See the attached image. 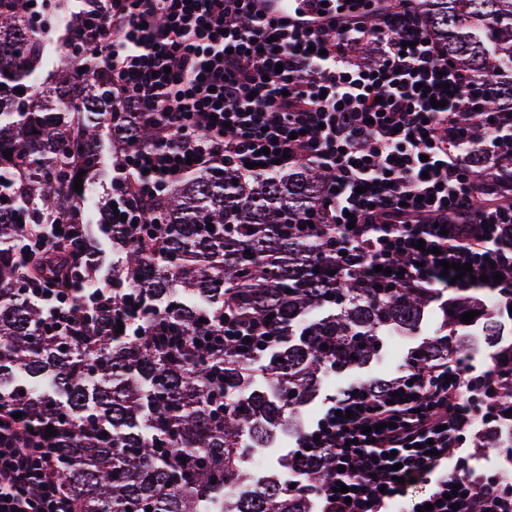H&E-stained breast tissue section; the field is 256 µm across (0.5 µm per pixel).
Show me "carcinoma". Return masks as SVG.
Segmentation results:
<instances>
[{
    "mask_svg": "<svg viewBox=\"0 0 512 512\" xmlns=\"http://www.w3.org/2000/svg\"><path fill=\"white\" fill-rule=\"evenodd\" d=\"M17 2L0 0V173L22 169L0 180V407L24 413L37 439L44 423L58 427V479L78 512H202L208 500L217 512H313L310 493L329 478L327 455L300 457L294 448L288 468L304 472L308 486L291 489L270 474L252 490L245 452L278 430L300 438L293 413L321 378L380 356L383 337L416 330L429 303L439 305V324L404 355L406 368L467 354L465 312L481 311L495 341L501 312L465 291L445 299L428 288H359L335 272L329 230L304 222L329 181L313 165L274 178L245 179L222 164L186 173L163 199L162 223H112L110 202L74 187L80 171L85 184L101 170L99 128L129 150L164 134L134 112L113 111L109 84L84 54L58 71L55 86L38 89L53 60L30 39ZM422 17L459 68L490 86L483 112L495 121L494 139L481 116L462 114L472 142L465 157L481 190L505 195L512 0H423ZM92 209L117 256L112 335L98 344L84 343L101 327L95 317L65 336L47 334L32 290L54 270L37 253L26 267L16 256L33 224H82L67 272L75 281L98 268ZM260 328L272 340L254 335Z\"/></svg>",
    "mask_w": 512,
    "mask_h": 512,
    "instance_id": "1",
    "label": "carcinoma"
}]
</instances>
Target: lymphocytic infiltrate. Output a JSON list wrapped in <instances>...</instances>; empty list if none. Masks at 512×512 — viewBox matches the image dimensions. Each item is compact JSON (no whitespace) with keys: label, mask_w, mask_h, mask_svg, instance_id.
Returning <instances> with one entry per match:
<instances>
[{"label":"lymphocytic infiltrate","mask_w":512,"mask_h":512,"mask_svg":"<svg viewBox=\"0 0 512 512\" xmlns=\"http://www.w3.org/2000/svg\"><path fill=\"white\" fill-rule=\"evenodd\" d=\"M81 2L80 32L61 50L92 34L114 109L183 140L113 163L118 214L144 223L126 189L158 201L191 169L221 163L265 176L317 165L331 189L308 220L332 225L339 270L396 289L463 291L486 275L512 305V197L479 199L480 177L459 150V118L478 111L486 89L463 94L469 78L424 25L420 0H311L317 15L306 23L284 21L269 0ZM446 261L471 264L472 277L450 282ZM35 300L53 336L88 306L112 315L104 282L92 292L68 282ZM511 387L456 358L414 365L381 390L341 391L298 442L333 466L321 512H389L403 500L410 512H512V479L470 469L463 454L476 422L499 420ZM56 455L53 438L34 447L27 420L0 411V512H76ZM457 487L455 509L448 495Z\"/></svg>","instance_id":"f902f5d3"}]
</instances>
